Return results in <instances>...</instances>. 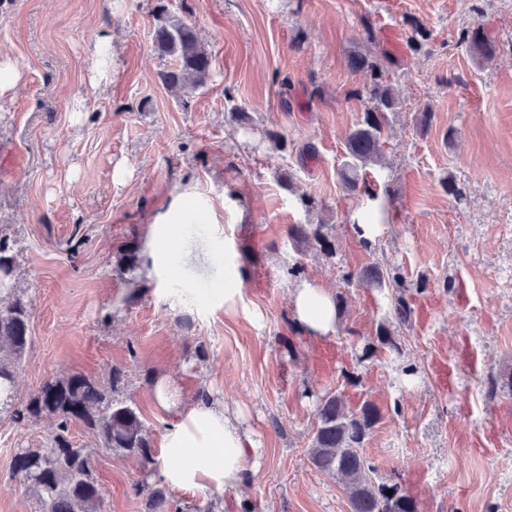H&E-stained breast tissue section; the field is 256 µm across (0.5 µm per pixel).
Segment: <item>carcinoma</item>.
<instances>
[{
	"label": "carcinoma",
	"instance_id": "obj_1",
	"mask_svg": "<svg viewBox=\"0 0 512 512\" xmlns=\"http://www.w3.org/2000/svg\"><path fill=\"white\" fill-rule=\"evenodd\" d=\"M466 39L475 56L495 54V45L481 30L466 32ZM154 41L161 54L174 60L173 67L160 74L168 90L180 93L207 84L212 73L211 56L190 26L160 15ZM388 62L385 54H358L349 61L352 69L369 73V84L356 95L366 96L371 103L345 143L347 160L341 178L352 192L359 188V172L380 162L388 115L401 105L389 77ZM287 233L291 241L309 250L326 256L335 253L327 224H290ZM15 246L16 240L0 228V388L10 389L31 346L30 301L19 285ZM141 265L138 243L133 239L118 251L112 275L123 283H134ZM355 278L381 292L389 291L394 321L399 325L409 322L411 288L399 268L375 264L359 271ZM383 349L397 352L399 345L390 327L382 323L375 335L363 339L362 358H372ZM121 380L119 369L112 370L107 386L83 374H70L46 380L21 409L13 400H6L4 412L14 420L45 413L57 421L47 444L20 448L13 460L14 472L34 493L41 512H103L104 499L92 474V452L74 446L69 437L73 424L83 425L98 448L137 456L146 465L155 464L152 437L137 408L114 397ZM380 418V409L371 401L351 409L337 393L317 397L308 459L317 470L343 480L351 512H419L418 502L403 484L374 480L375 466L362 453ZM134 489L145 496L146 512H169L170 497L162 480L141 482Z\"/></svg>",
	"mask_w": 512,
	"mask_h": 512
}]
</instances>
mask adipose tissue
<instances>
[{
	"label": "adipose tissue",
	"mask_w": 512,
	"mask_h": 512,
	"mask_svg": "<svg viewBox=\"0 0 512 512\" xmlns=\"http://www.w3.org/2000/svg\"><path fill=\"white\" fill-rule=\"evenodd\" d=\"M291 315L305 334L329 336L336 330V298L323 286L302 282L292 293ZM154 398L174 419L165 437V448L178 461L160 465L168 485L178 489H227L247 483L255 443L233 416L204 396L182 405L177 388L164 378L156 381Z\"/></svg>",
	"instance_id": "ef3b65f1"
}]
</instances>
